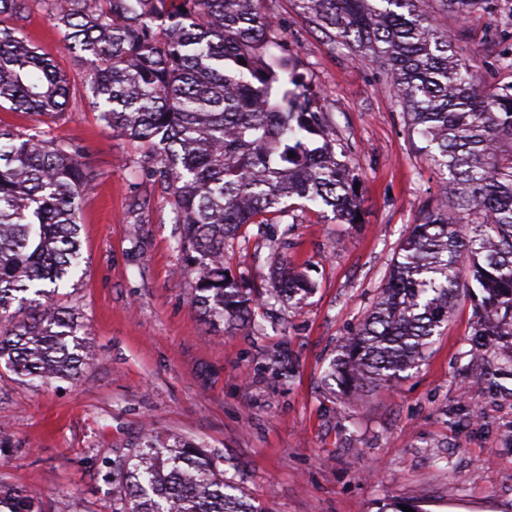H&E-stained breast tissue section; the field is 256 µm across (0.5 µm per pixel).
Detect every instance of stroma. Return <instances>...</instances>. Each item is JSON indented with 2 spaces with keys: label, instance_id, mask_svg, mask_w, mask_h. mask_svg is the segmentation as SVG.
I'll return each instance as SVG.
<instances>
[{
  "label": "stroma",
  "instance_id": "obj_1",
  "mask_svg": "<svg viewBox=\"0 0 512 512\" xmlns=\"http://www.w3.org/2000/svg\"><path fill=\"white\" fill-rule=\"evenodd\" d=\"M274 15L276 55L303 72L327 112L358 182L361 219L316 212L224 246L235 278L263 284L267 238L281 243L314 289L281 321L262 315L239 329L205 328L191 306V277L171 205L155 190L143 151L93 112L84 64L59 55L74 86L71 112L50 134L86 148L93 187L82 204L84 261L66 304L83 313L89 359L80 380L30 383L0 368V481L25 487L44 512H112L106 464L142 424L204 442L223 456L240 496L264 512H512V340L483 336L482 298L460 297L447 325L404 378L356 401L325 372L337 345L370 309L423 202L440 195L439 172L412 144L378 61L330 40L295 0H263ZM475 10L459 52L483 85L512 81L498 59L512 27ZM287 350L292 374L268 358Z\"/></svg>",
  "mask_w": 512,
  "mask_h": 512
}]
</instances>
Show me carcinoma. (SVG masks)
Instances as JSON below:
<instances>
[{
	"mask_svg": "<svg viewBox=\"0 0 512 512\" xmlns=\"http://www.w3.org/2000/svg\"><path fill=\"white\" fill-rule=\"evenodd\" d=\"M466 32L476 5L440 0ZM309 21L377 59L410 139L448 175L400 243L375 305L349 332L328 376L351 394L379 388L418 364L476 282L483 336L512 337V82L489 92L457 58L426 0H297ZM36 5L60 50L87 67L101 121L147 150L154 184L172 197L177 248L195 282L192 307L210 326L278 318L311 285L278 258L263 291L224 268V241L250 225L281 224L315 205L356 223L359 201L327 113L303 76L271 47L262 0H0V111L37 119L0 123V360L42 384L77 380L88 346L78 309L52 300L81 264L78 215L92 176L84 148L41 125L69 111L76 92L56 58L30 43ZM244 63H239V60ZM221 455L144 426L112 459V512H256L231 494ZM4 512H41L28 490L0 482Z\"/></svg>",
	"mask_w": 512,
	"mask_h": 512,
	"instance_id": "carcinoma-1",
	"label": "carcinoma"
}]
</instances>
